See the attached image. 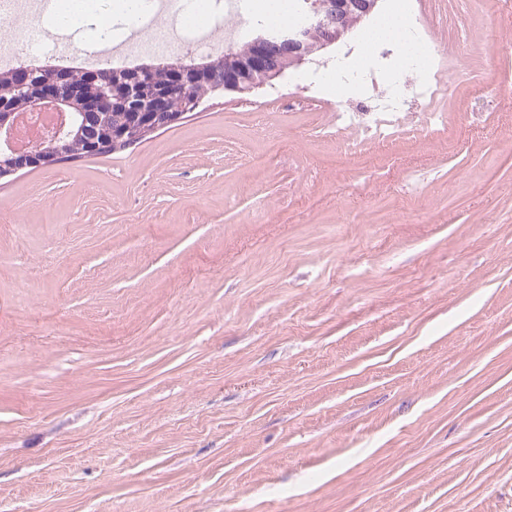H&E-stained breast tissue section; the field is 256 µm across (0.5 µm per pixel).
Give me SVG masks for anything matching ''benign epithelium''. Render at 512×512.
I'll return each mask as SVG.
<instances>
[{"label": "benign epithelium", "instance_id": "7a95c632", "mask_svg": "<svg viewBox=\"0 0 512 512\" xmlns=\"http://www.w3.org/2000/svg\"><path fill=\"white\" fill-rule=\"evenodd\" d=\"M378 0H317L308 15V21L297 30L279 38L259 34L248 43L246 50L235 63L222 70L208 71L201 82L192 81L186 67H176L170 73L169 96L162 97L154 111L167 112L168 98H180L189 103L182 113L173 116L178 121L189 107H198L210 93L252 92L281 77L286 67L274 65L282 53L293 65L305 63L313 53L338 42L352 25L369 15ZM41 83L35 88L32 110H51L59 113V124L44 138L42 148L48 152L64 148L65 137L72 134L73 122L58 76L51 70L40 69ZM112 96L102 92L89 100L84 111L100 115L112 111Z\"/></svg>", "mask_w": 512, "mask_h": 512}]
</instances>
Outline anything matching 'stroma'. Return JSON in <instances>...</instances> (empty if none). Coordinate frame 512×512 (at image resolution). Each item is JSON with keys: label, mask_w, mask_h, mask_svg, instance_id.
Listing matches in <instances>:
<instances>
[{"label": "stroma", "mask_w": 512, "mask_h": 512, "mask_svg": "<svg viewBox=\"0 0 512 512\" xmlns=\"http://www.w3.org/2000/svg\"><path fill=\"white\" fill-rule=\"evenodd\" d=\"M403 3L512 100V7ZM294 79L0 180V512H512V107Z\"/></svg>", "instance_id": "obj_1"}]
</instances>
